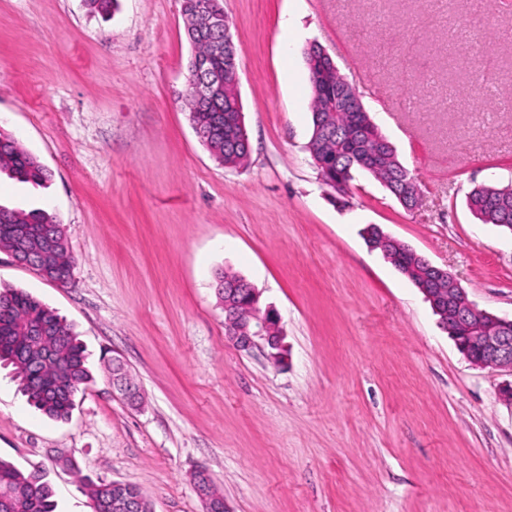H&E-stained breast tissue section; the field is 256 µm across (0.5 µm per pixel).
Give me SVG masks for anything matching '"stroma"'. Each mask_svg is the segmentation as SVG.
<instances>
[{"label": "stroma", "mask_w": 512, "mask_h": 512, "mask_svg": "<svg viewBox=\"0 0 512 512\" xmlns=\"http://www.w3.org/2000/svg\"><path fill=\"white\" fill-rule=\"evenodd\" d=\"M251 153L215 160L178 97L191 46L180 0H0V131L47 187L0 174V206L44 209L75 265L60 286L0 252V289L55 309L94 379L69 419L0 368V458L45 475L56 512H88L83 473L138 486L155 512H512V373L473 366L366 225L512 315V232L466 197L512 183V0H224ZM292 19L291 32L281 30ZM318 42L362 96L421 201L357 173L345 200L306 145L304 51ZM273 309L288 363L224 335L215 276ZM124 362L142 395L112 387Z\"/></svg>", "instance_id": "stroma-1"}]
</instances>
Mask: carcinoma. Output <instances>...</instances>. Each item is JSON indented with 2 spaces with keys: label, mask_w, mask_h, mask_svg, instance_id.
I'll list each match as a JSON object with an SVG mask.
<instances>
[{
  "label": "carcinoma",
  "mask_w": 512,
  "mask_h": 512,
  "mask_svg": "<svg viewBox=\"0 0 512 512\" xmlns=\"http://www.w3.org/2000/svg\"><path fill=\"white\" fill-rule=\"evenodd\" d=\"M184 16L196 11L215 10L224 13L221 0H181ZM192 56L208 58L212 68L224 70V56L216 46L224 41V21H219L201 33L186 29ZM341 75L334 72L319 84H310L312 126L330 121L333 135L323 146V154L315 158L318 174L324 183H349L352 171L365 170L360 155H373L379 149L377 129L369 126L367 117L351 112L323 111L325 101L336 96V84ZM193 130L207 127L210 114L224 111V101H208L192 92L183 94ZM216 160L226 168L245 165L249 155L245 141L225 133L200 138ZM0 172L26 183L43 184L49 174L36 157L26 151L11 135L0 132ZM393 195L404 190L412 179L403 167L399 170L380 167L370 171ZM471 212L486 224L512 228V185H482L474 188L467 199ZM33 231L50 230L64 238L55 217L43 209L9 210L0 206V251L13 254L18 228ZM394 267L418 288L432 287L431 273L426 265L409 252L402 242L389 245ZM73 256L66 242H61L52 259L60 275L68 277ZM47 328L46 336L34 342L30 332L36 325ZM0 365L12 369L14 378L27 396L28 402L44 415L66 420L75 405V395L81 386L92 380L87 354L70 324L52 308L21 289L0 291ZM81 482L94 512H112V496L131 499L142 494L133 485L112 487V483L81 477ZM0 512H56L51 487L36 473H24L13 463L0 458Z\"/></svg>",
  "instance_id": "cac0c4a2"
}]
</instances>
